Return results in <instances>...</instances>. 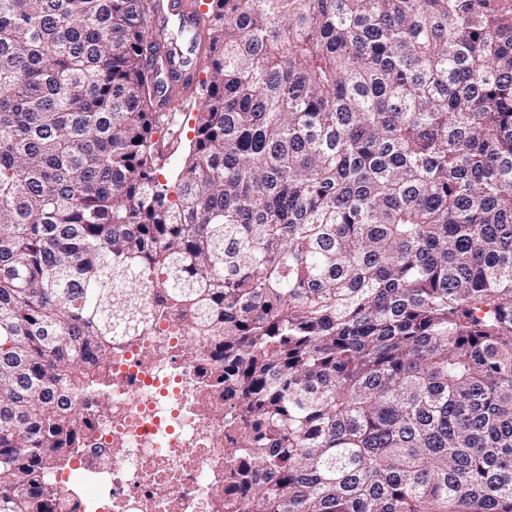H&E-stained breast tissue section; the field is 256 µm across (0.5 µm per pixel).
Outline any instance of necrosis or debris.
<instances>
[{"label":"necrosis or debris","instance_id":"obj_1","mask_svg":"<svg viewBox=\"0 0 512 512\" xmlns=\"http://www.w3.org/2000/svg\"><path fill=\"white\" fill-rule=\"evenodd\" d=\"M191 341L165 318L113 341L112 410L57 473L53 512H224L236 438L196 402L209 366L185 357Z\"/></svg>","mask_w":512,"mask_h":512}]
</instances>
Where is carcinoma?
<instances>
[{
    "mask_svg": "<svg viewBox=\"0 0 512 512\" xmlns=\"http://www.w3.org/2000/svg\"><path fill=\"white\" fill-rule=\"evenodd\" d=\"M206 6L194 65L153 0H0V512H49L158 315L225 508L512 512V0Z\"/></svg>",
    "mask_w": 512,
    "mask_h": 512,
    "instance_id": "cac0c4a2",
    "label": "carcinoma"
}]
</instances>
